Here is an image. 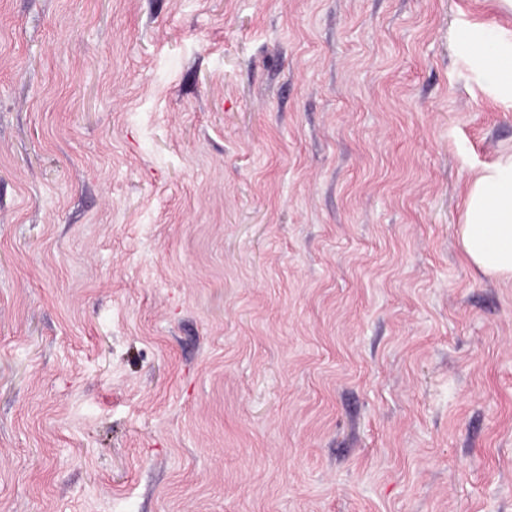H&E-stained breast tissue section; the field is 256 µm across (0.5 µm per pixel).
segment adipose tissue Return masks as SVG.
Here are the masks:
<instances>
[{
  "label": "adipose tissue",
  "mask_w": 512,
  "mask_h": 512,
  "mask_svg": "<svg viewBox=\"0 0 512 512\" xmlns=\"http://www.w3.org/2000/svg\"><path fill=\"white\" fill-rule=\"evenodd\" d=\"M490 76L512 105V29L493 35ZM466 258L485 275L512 279V155L486 167L471 183L460 229Z\"/></svg>",
  "instance_id": "adipose-tissue-1"
}]
</instances>
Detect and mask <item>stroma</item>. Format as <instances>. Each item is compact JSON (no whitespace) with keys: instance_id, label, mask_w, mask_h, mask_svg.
Segmentation results:
<instances>
[{"instance_id":"1","label":"stroma","mask_w":512,"mask_h":512,"mask_svg":"<svg viewBox=\"0 0 512 512\" xmlns=\"http://www.w3.org/2000/svg\"><path fill=\"white\" fill-rule=\"evenodd\" d=\"M470 27L512 14L0 0V512H512Z\"/></svg>"}]
</instances>
